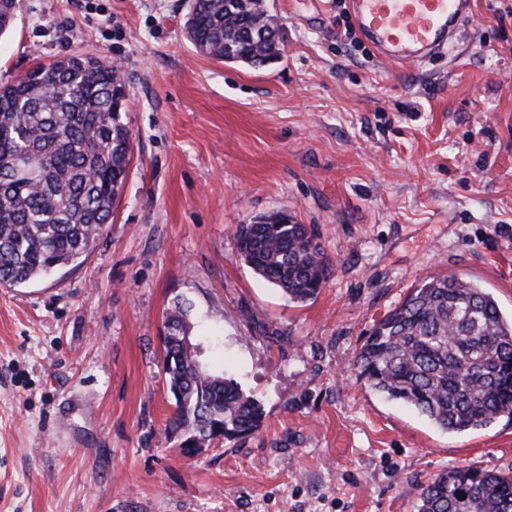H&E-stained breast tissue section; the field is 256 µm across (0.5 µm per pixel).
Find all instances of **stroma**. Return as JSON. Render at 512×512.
Here are the masks:
<instances>
[{
    "label": "stroma",
    "mask_w": 512,
    "mask_h": 512,
    "mask_svg": "<svg viewBox=\"0 0 512 512\" xmlns=\"http://www.w3.org/2000/svg\"><path fill=\"white\" fill-rule=\"evenodd\" d=\"M446 59L395 67L337 35L345 0H269L280 60L199 52L191 0H18L0 84L118 64L132 159L79 265L0 285V512H417L454 466L512 474V418L448 434L358 380L374 321L455 273L512 314V0H472ZM288 210L334 271L291 302L235 229ZM264 410L183 455L164 317Z\"/></svg>",
    "instance_id": "stroma-1"
}]
</instances>
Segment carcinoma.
<instances>
[{"instance_id":"1","label":"carcinoma","mask_w":512,"mask_h":512,"mask_svg":"<svg viewBox=\"0 0 512 512\" xmlns=\"http://www.w3.org/2000/svg\"><path fill=\"white\" fill-rule=\"evenodd\" d=\"M17 8L18 0H0L1 35ZM185 29L216 60L260 68L281 58L280 27L265 0H193ZM128 96L119 72L96 57L39 64L0 86V285L79 263L108 223L131 163L117 112ZM235 238L238 256L292 302L314 299L333 273L306 225L282 211L238 225ZM165 323L172 428L203 445L258 431L261 405L183 345L191 326L182 304ZM353 365L371 390L448 433L512 415V318L487 289L455 274L412 289L374 323ZM417 512H512V476L452 468L422 488Z\"/></svg>"}]
</instances>
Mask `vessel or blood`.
<instances>
[{"label": "vessel or blood", "mask_w": 512, "mask_h": 512, "mask_svg": "<svg viewBox=\"0 0 512 512\" xmlns=\"http://www.w3.org/2000/svg\"><path fill=\"white\" fill-rule=\"evenodd\" d=\"M350 14L375 56L401 65L445 54L461 34L471 0H348Z\"/></svg>", "instance_id": "1"}]
</instances>
